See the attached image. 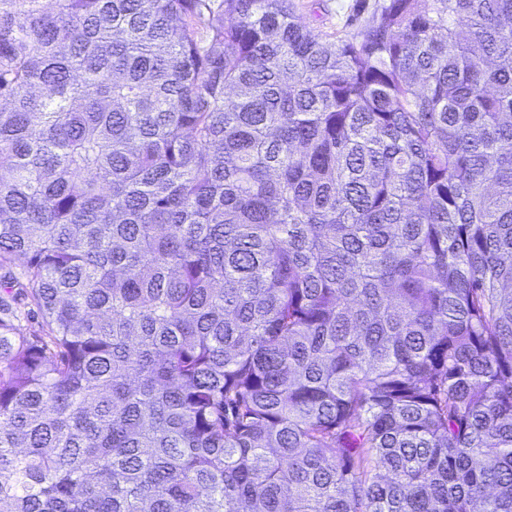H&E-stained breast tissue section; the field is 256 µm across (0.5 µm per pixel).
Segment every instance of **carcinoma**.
I'll return each mask as SVG.
<instances>
[{
  "instance_id": "carcinoma-1",
  "label": "carcinoma",
  "mask_w": 512,
  "mask_h": 512,
  "mask_svg": "<svg viewBox=\"0 0 512 512\" xmlns=\"http://www.w3.org/2000/svg\"><path fill=\"white\" fill-rule=\"evenodd\" d=\"M0 512H512V0H0ZM295 13L308 28L323 39L333 42L336 34L351 30L349 18L354 13L358 0H291Z\"/></svg>"
}]
</instances>
